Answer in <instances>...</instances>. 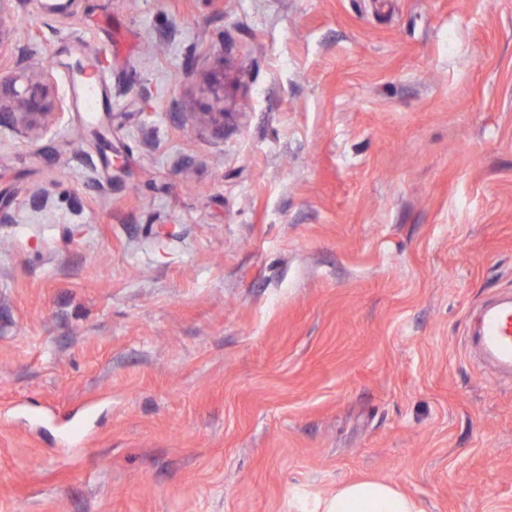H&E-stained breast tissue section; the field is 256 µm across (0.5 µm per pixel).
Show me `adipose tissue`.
<instances>
[{"label": "adipose tissue", "mask_w": 512, "mask_h": 512, "mask_svg": "<svg viewBox=\"0 0 512 512\" xmlns=\"http://www.w3.org/2000/svg\"><path fill=\"white\" fill-rule=\"evenodd\" d=\"M320 512H418L413 501L392 485L356 481L340 486L326 498Z\"/></svg>", "instance_id": "1"}]
</instances>
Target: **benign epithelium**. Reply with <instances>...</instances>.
Returning <instances> with one entry per match:
<instances>
[{"label": "benign epithelium", "mask_w": 512, "mask_h": 512, "mask_svg": "<svg viewBox=\"0 0 512 512\" xmlns=\"http://www.w3.org/2000/svg\"><path fill=\"white\" fill-rule=\"evenodd\" d=\"M13 2L0 0V55L11 50L19 27ZM49 71L40 61L23 59L0 77V116L8 115L15 128L33 138L52 126L64 109V102L52 95Z\"/></svg>", "instance_id": "benign-epithelium-1"}]
</instances>
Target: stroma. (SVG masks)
<instances>
[{
    "mask_svg": "<svg viewBox=\"0 0 512 512\" xmlns=\"http://www.w3.org/2000/svg\"><path fill=\"white\" fill-rule=\"evenodd\" d=\"M13 9L112 111L0 118V512H512V0ZM108 101V85L102 72L93 62H86L80 80L73 88V104L76 112L95 115L103 112ZM464 345L473 363L495 384L512 386V289L483 299L466 328ZM320 512H418L416 504L392 485L356 481L340 486L326 498Z\"/></svg>",
    "mask_w": 512,
    "mask_h": 512,
    "instance_id": "obj_1",
    "label": "stroma"
}]
</instances>
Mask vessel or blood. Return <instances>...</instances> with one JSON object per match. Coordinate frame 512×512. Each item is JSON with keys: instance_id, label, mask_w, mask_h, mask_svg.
<instances>
[{"instance_id": "1", "label": "vessel or blood", "mask_w": 512, "mask_h": 512, "mask_svg": "<svg viewBox=\"0 0 512 512\" xmlns=\"http://www.w3.org/2000/svg\"><path fill=\"white\" fill-rule=\"evenodd\" d=\"M108 85L93 62H86L73 88L76 111L102 112ZM464 345L473 363L494 383L512 386V289L496 291L483 299L467 325Z\"/></svg>"}]
</instances>
